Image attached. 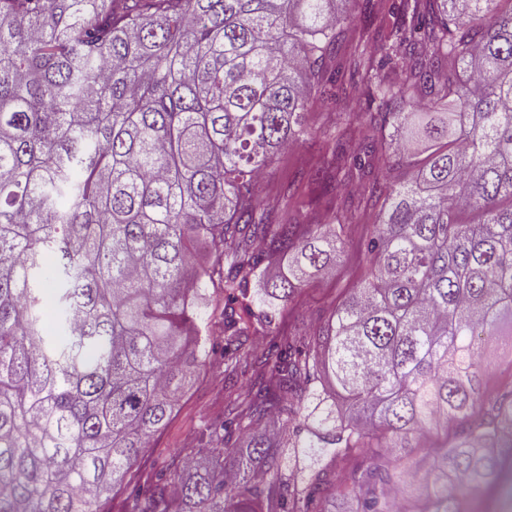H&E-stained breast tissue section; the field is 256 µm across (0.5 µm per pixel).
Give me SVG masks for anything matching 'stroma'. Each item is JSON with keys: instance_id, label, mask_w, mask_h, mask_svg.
<instances>
[{"instance_id": "35a3bbf8", "label": "stroma", "mask_w": 512, "mask_h": 512, "mask_svg": "<svg viewBox=\"0 0 512 512\" xmlns=\"http://www.w3.org/2000/svg\"><path fill=\"white\" fill-rule=\"evenodd\" d=\"M367 107L363 93L355 91L347 96L337 95L332 102L312 98L307 120L314 131V140L279 155L271 172L259 184L261 197L274 208L278 218L303 224H332L344 216L350 219L344 252L336 262L335 271L308 280L300 296L280 315L281 324L304 340L311 339L316 328L327 319L342 288L356 280L360 264L358 242L377 223L382 203L375 199L349 213L343 206V195L306 182H300L299 192L292 201H285L284 195L289 183L300 181L301 173L326 151V130L334 112L345 113L364 135H372ZM479 347L486 356L483 390L492 395L501 387L512 384V323L502 322L495 335L482 338ZM226 405L224 366L218 362L204 368L187 385L176 415L145 452L137 472L140 482L149 483L157 469L176 464L180 455L201 447L203 430L223 419Z\"/></svg>"}]
</instances>
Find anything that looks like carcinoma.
Wrapping results in <instances>:
<instances>
[{"mask_svg": "<svg viewBox=\"0 0 512 512\" xmlns=\"http://www.w3.org/2000/svg\"><path fill=\"white\" fill-rule=\"evenodd\" d=\"M351 2L0 0V512H106L118 493L133 512H464L501 484L512 387L482 393L476 339L512 318L502 0H400L390 28L355 32L378 136L336 115L309 178L384 205L317 334L276 324L344 241L279 220L258 184L311 139ZM211 287L231 302L219 350ZM254 324L273 335L256 364ZM217 353L229 404L208 446L128 478ZM327 459L354 464L335 482Z\"/></svg>", "mask_w": 512, "mask_h": 512, "instance_id": "obj_1", "label": "carcinoma"}]
</instances>
